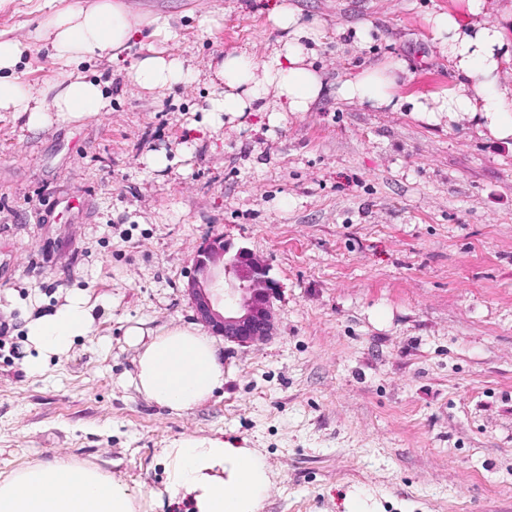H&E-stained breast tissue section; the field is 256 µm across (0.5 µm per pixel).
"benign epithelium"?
<instances>
[{
  "instance_id": "1",
  "label": "benign epithelium",
  "mask_w": 512,
  "mask_h": 512,
  "mask_svg": "<svg viewBox=\"0 0 512 512\" xmlns=\"http://www.w3.org/2000/svg\"><path fill=\"white\" fill-rule=\"evenodd\" d=\"M186 292L196 320L227 342L251 346L273 335L277 283L269 265L246 248L207 241L193 257Z\"/></svg>"
}]
</instances>
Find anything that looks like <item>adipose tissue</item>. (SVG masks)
Returning <instances> with one entry per match:
<instances>
[{"instance_id":"ef3b65f1","label":"adipose tissue","mask_w":512,"mask_h":512,"mask_svg":"<svg viewBox=\"0 0 512 512\" xmlns=\"http://www.w3.org/2000/svg\"><path fill=\"white\" fill-rule=\"evenodd\" d=\"M484 0H468L470 20L439 12L427 22L442 54L456 72L447 92L429 98L401 96L400 64L362 70L344 80L342 99L412 112L440 113L449 120L481 119L493 137H512V87L500 85L502 59L512 56L503 28L482 20ZM270 17L287 37L272 59L255 68L243 53H229L209 66L213 112H307L324 89L321 74L309 59L306 42L317 40V26L300 24L296 9L280 0ZM161 17L134 26L120 0H97L87 9L58 11L48 25L52 56L63 75L36 88L24 82L18 67L19 42L0 39V112H13L36 130L52 119L78 121L106 111L109 97L101 80L89 77L85 63L109 53L119 55L132 39L144 41L165 32ZM175 57L153 53L127 72L130 83L170 89L190 79ZM94 308L80 295L67 297L50 312L28 317L23 369L40 374L51 356L66 354L78 338L90 335ZM135 347L134 390L147 401L183 412L209 400L224 384L220 348L195 325L145 332L125 331ZM164 493L172 504L188 503L192 512H260L270 488L265 458L258 452L220 439H194L164 449ZM136 497L120 479L95 465L35 462L0 473V512H136Z\"/></svg>"}]
</instances>
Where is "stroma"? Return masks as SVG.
<instances>
[{
	"instance_id": "35a3bbf8",
	"label": "stroma",
	"mask_w": 512,
	"mask_h": 512,
	"mask_svg": "<svg viewBox=\"0 0 512 512\" xmlns=\"http://www.w3.org/2000/svg\"><path fill=\"white\" fill-rule=\"evenodd\" d=\"M94 2L0 0L25 82L59 77L49 15ZM122 2L134 23L168 17L154 47L193 80L129 83L135 39L88 66L109 111L38 130L0 112V472L69 460L146 494L161 449L221 436L266 457L261 512H512V137L336 93L390 57L401 95L447 90L427 17L467 18L466 0H289L323 32L324 93L242 113L208 111V65L268 61L275 0ZM213 238L269 264L275 335L220 342L223 387L174 412L129 386L124 331L194 322L192 257ZM76 291L92 335L28 375L26 316Z\"/></svg>"
}]
</instances>
